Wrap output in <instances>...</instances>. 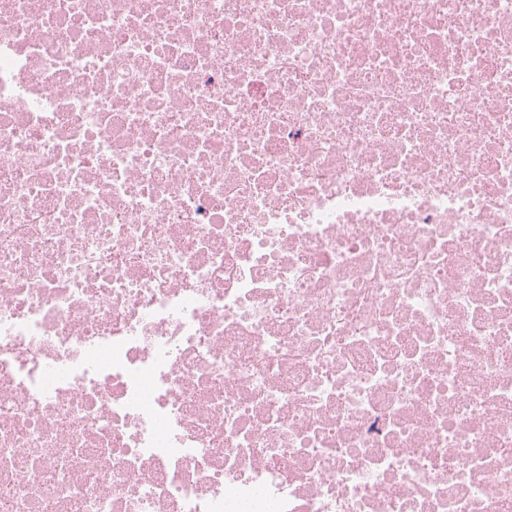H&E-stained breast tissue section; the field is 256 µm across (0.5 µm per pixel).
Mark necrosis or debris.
<instances>
[{
	"label": "necrosis or debris",
	"instance_id": "necrosis-or-debris-1",
	"mask_svg": "<svg viewBox=\"0 0 512 512\" xmlns=\"http://www.w3.org/2000/svg\"><path fill=\"white\" fill-rule=\"evenodd\" d=\"M0 512H512V0H0Z\"/></svg>",
	"mask_w": 512,
	"mask_h": 512
}]
</instances>
